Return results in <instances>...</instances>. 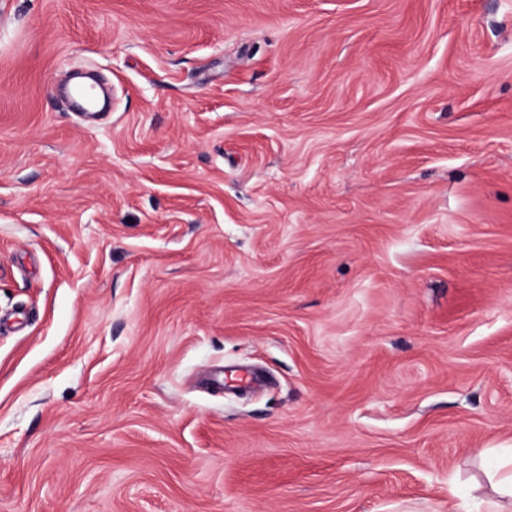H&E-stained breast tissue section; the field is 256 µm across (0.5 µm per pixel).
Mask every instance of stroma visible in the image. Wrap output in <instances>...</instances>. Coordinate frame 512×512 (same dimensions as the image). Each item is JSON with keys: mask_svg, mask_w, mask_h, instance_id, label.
<instances>
[{"mask_svg": "<svg viewBox=\"0 0 512 512\" xmlns=\"http://www.w3.org/2000/svg\"><path fill=\"white\" fill-rule=\"evenodd\" d=\"M506 448L512 0H0V512H448Z\"/></svg>", "mask_w": 512, "mask_h": 512, "instance_id": "1", "label": "stroma"}]
</instances>
